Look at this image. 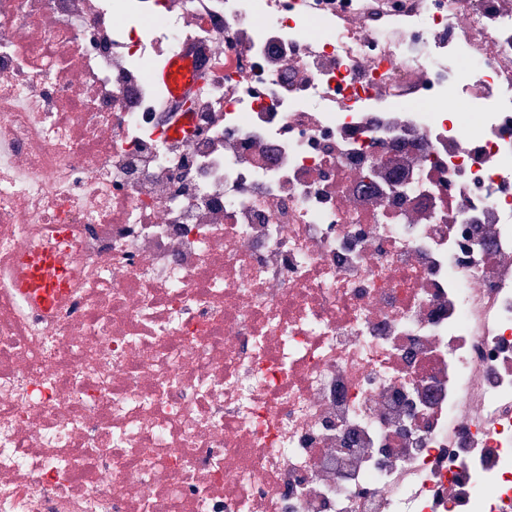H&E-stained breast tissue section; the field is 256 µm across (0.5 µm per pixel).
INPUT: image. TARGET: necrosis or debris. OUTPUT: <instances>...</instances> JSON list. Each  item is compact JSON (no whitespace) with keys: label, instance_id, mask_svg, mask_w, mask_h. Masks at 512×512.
Here are the masks:
<instances>
[{"label":"necrosis or debris","instance_id":"4bbe7bcc","mask_svg":"<svg viewBox=\"0 0 512 512\" xmlns=\"http://www.w3.org/2000/svg\"><path fill=\"white\" fill-rule=\"evenodd\" d=\"M207 2L0 0V512H512V0ZM165 57V55L155 56V64H157L152 69L153 81L169 102L183 100L194 82L198 67L193 70L182 57Z\"/></svg>","mask_w":512,"mask_h":512}]
</instances>
